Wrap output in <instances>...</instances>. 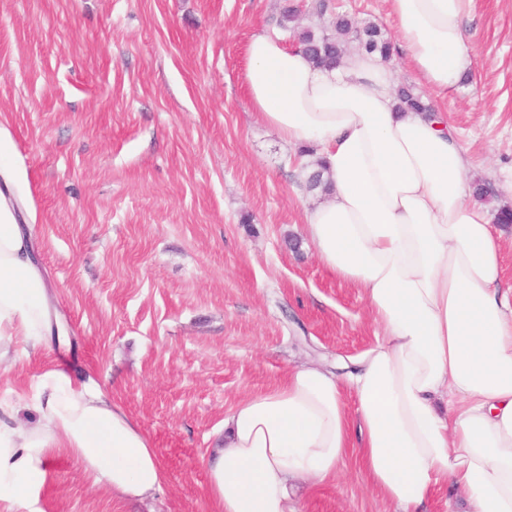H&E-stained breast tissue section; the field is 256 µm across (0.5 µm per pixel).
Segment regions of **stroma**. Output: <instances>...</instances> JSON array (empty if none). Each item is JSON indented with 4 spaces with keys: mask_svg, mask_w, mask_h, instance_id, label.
I'll use <instances>...</instances> for the list:
<instances>
[{
    "mask_svg": "<svg viewBox=\"0 0 512 512\" xmlns=\"http://www.w3.org/2000/svg\"><path fill=\"white\" fill-rule=\"evenodd\" d=\"M311 0H0V140L76 372L140 425L166 472L160 492L116 500L53 460L37 512H217L207 463L224 416L314 360L351 361L375 326L358 288L302 233L317 200L254 112L247 45ZM394 39L388 0H329ZM473 66L448 95L390 62L448 113L468 178L512 174V0H474ZM0 401L28 397L54 355L23 339ZM298 512H396L356 454L335 479L295 485Z\"/></svg>",
    "mask_w": 512,
    "mask_h": 512,
    "instance_id": "stroma-1",
    "label": "stroma"
}]
</instances>
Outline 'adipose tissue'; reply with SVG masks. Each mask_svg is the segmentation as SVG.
<instances>
[{
	"mask_svg": "<svg viewBox=\"0 0 512 512\" xmlns=\"http://www.w3.org/2000/svg\"><path fill=\"white\" fill-rule=\"evenodd\" d=\"M396 41L438 92L472 66L473 0H388ZM254 111L289 143L313 145L331 189L304 213L320 262L361 288L379 328L347 377L314 363L241 399L208 465L219 512H296L294 483L333 477L349 449L376 493L419 512L449 484L470 512H512V287L502 227L472 203L454 127L401 110L391 69L352 53L319 68L279 36L252 35ZM53 297L0 186V364L23 337L52 349ZM353 396L355 409L345 398ZM77 460L122 499L162 489L150 439L92 377L40 375L28 401L0 404V512L38 497L51 461Z\"/></svg>",
	"mask_w": 512,
	"mask_h": 512,
	"instance_id": "obj_1",
	"label": "adipose tissue"
}]
</instances>
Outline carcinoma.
<instances>
[{
  "mask_svg": "<svg viewBox=\"0 0 512 512\" xmlns=\"http://www.w3.org/2000/svg\"><path fill=\"white\" fill-rule=\"evenodd\" d=\"M297 17L298 11L295 6L287 4L282 9L280 25L292 33L303 53L317 66L338 63L350 42L356 44L357 50L377 55L386 63L392 60L394 48L383 38L381 29L374 23L362 22L347 15L338 14L329 22L335 31L332 35L324 29L296 26ZM396 92L404 109L412 112L432 111L431 106L412 87L401 85L396 88ZM306 189L309 192L321 194L330 190V184L323 178V166L318 161L312 163L306 178Z\"/></svg>",
  "mask_w": 512,
  "mask_h": 512,
  "instance_id": "obj_1",
  "label": "carcinoma"
}]
</instances>
